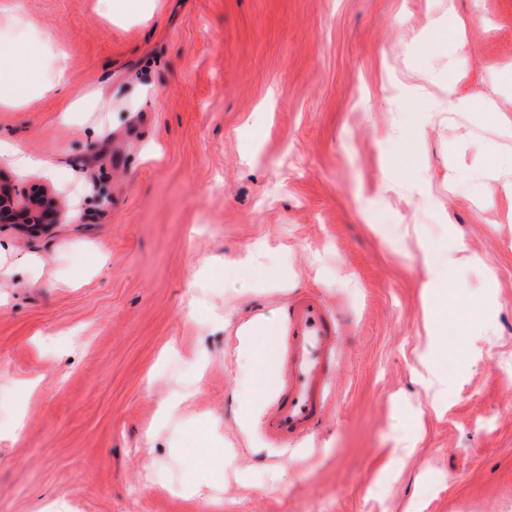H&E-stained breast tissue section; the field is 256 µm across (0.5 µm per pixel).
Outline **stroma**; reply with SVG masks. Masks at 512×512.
I'll use <instances>...</instances> for the list:
<instances>
[{
    "mask_svg": "<svg viewBox=\"0 0 512 512\" xmlns=\"http://www.w3.org/2000/svg\"><path fill=\"white\" fill-rule=\"evenodd\" d=\"M0 44L40 81L0 140L44 161L0 167L74 212L0 224V512H512V0H0ZM306 293L335 401L281 448L237 330ZM454 258L445 253L440 257H427L424 262L425 274L427 277L426 288L432 298V313L437 325L436 331L446 330L448 334V291L447 297L440 295L435 289H439L445 281L448 288V268L453 266Z\"/></svg>",
    "mask_w": 512,
    "mask_h": 512,
    "instance_id": "obj_1",
    "label": "stroma"
}]
</instances>
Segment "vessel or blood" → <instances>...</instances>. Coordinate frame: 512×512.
I'll return each instance as SVG.
<instances>
[{
	"mask_svg": "<svg viewBox=\"0 0 512 512\" xmlns=\"http://www.w3.org/2000/svg\"><path fill=\"white\" fill-rule=\"evenodd\" d=\"M340 326L318 296L293 301L285 326L265 340L279 394L265 419L268 437L285 447L309 436L326 415L334 391Z\"/></svg>",
	"mask_w": 512,
	"mask_h": 512,
	"instance_id": "1",
	"label": "vessel or blood"
}]
</instances>
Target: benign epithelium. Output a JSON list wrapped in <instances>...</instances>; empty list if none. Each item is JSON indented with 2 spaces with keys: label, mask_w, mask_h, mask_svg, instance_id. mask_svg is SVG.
<instances>
[{
  "label": "benign epithelium",
  "mask_w": 512,
  "mask_h": 512,
  "mask_svg": "<svg viewBox=\"0 0 512 512\" xmlns=\"http://www.w3.org/2000/svg\"><path fill=\"white\" fill-rule=\"evenodd\" d=\"M69 208L60 192L42 184L20 188L0 168V224H11L31 235L66 221Z\"/></svg>",
  "instance_id": "obj_1"
}]
</instances>
